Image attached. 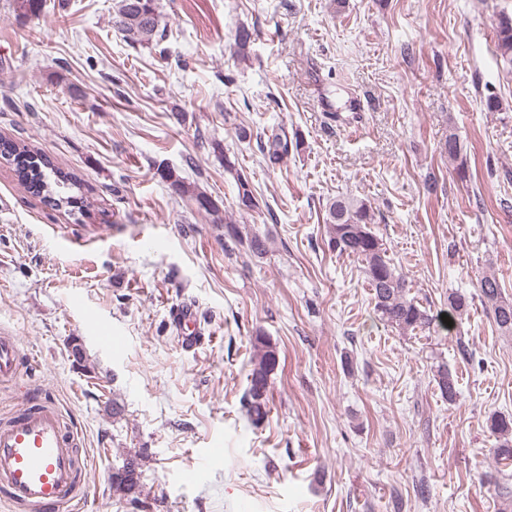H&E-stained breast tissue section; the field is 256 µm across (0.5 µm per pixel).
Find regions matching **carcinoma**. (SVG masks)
Listing matches in <instances>:
<instances>
[{"instance_id":"cac0c4a2","label":"carcinoma","mask_w":512,"mask_h":512,"mask_svg":"<svg viewBox=\"0 0 512 512\" xmlns=\"http://www.w3.org/2000/svg\"><path fill=\"white\" fill-rule=\"evenodd\" d=\"M118 29L129 42L149 45L165 38L167 28L161 24L157 0H120L114 20ZM497 47L501 55L512 59V17L501 18L497 30ZM261 151L271 158L288 153L286 132H274L267 142L260 144ZM448 157L458 161L457 174L460 180L467 177L466 159L459 137L451 133L445 144ZM0 157L13 162L20 183L33 194H43L53 200L55 206L78 204V197L70 194L76 187L72 177L55 167L44 154L30 149L25 144L0 137ZM175 192L195 199L200 207L210 213L218 207L201 192L185 183L176 173L167 169L160 173ZM237 207L241 211H252L258 201L248 180L237 177ZM328 248L340 255L353 256L363 264L365 275L373 290L374 310L381 320L402 330L429 328L436 316L420 308L415 300L408 298L409 283L386 256L382 239L373 230L374 214L362 200L339 197L327 207ZM479 297L502 334L512 335V302L502 297L501 285L493 274H485L479 280ZM468 308V298L458 292L448 294V320L455 321ZM263 353L250 373V385L243 400V410L248 421L259 424L266 415L268 378L278 365L276 351L266 342H261ZM438 388L448 400L456 396L455 380L448 368L438 367L435 375ZM490 433L498 438L497 456L512 458V417L494 413L488 421ZM125 476L112 478V488L136 502L143 493L139 457L126 459L122 466Z\"/></svg>"}]
</instances>
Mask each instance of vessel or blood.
<instances>
[{
  "mask_svg": "<svg viewBox=\"0 0 512 512\" xmlns=\"http://www.w3.org/2000/svg\"><path fill=\"white\" fill-rule=\"evenodd\" d=\"M25 362L15 336L0 335V380L17 385L22 402L0 421V503L11 512H80L88 496L81 431L65 421L53 396L20 383Z\"/></svg>",
  "mask_w": 512,
  "mask_h": 512,
  "instance_id": "b4317fda",
  "label": "vessel or blood"
}]
</instances>
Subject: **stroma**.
Instances as JSON below:
<instances>
[{"label":"stroma","mask_w":512,"mask_h":512,"mask_svg":"<svg viewBox=\"0 0 512 512\" xmlns=\"http://www.w3.org/2000/svg\"><path fill=\"white\" fill-rule=\"evenodd\" d=\"M43 2L25 16L0 0V135L73 173L86 208L29 193L0 159V330L82 429L83 512H512V461L487 428L512 415V339L477 291L490 270L512 301V60L496 36L512 0H159L167 37L150 46L114 26L117 0ZM278 127L301 145L272 161L257 141ZM342 196L370 206L419 305L469 297L451 328L378 319L361 262L327 246ZM184 305L204 332L190 349L172 327ZM260 337L278 365L253 425ZM135 453L138 507L111 481ZM160 176L170 183L171 187L177 194L194 198L200 207L210 213L214 214L219 211L218 207L211 201V199H209V197L201 192H196L190 184H186L173 170H164L160 173Z\"/></svg>","instance_id":"obj_1"}]
</instances>
